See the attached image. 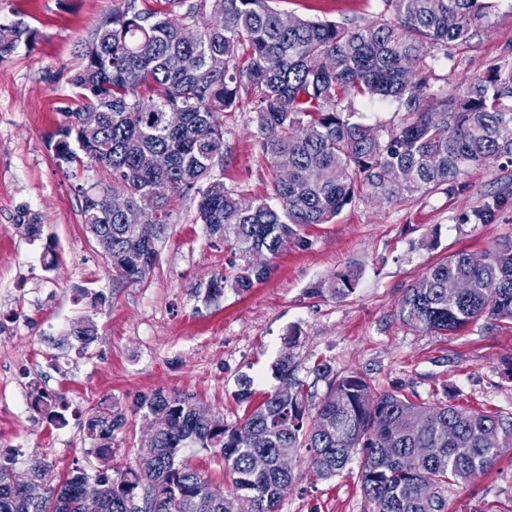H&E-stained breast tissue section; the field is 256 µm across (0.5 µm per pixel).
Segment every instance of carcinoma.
Instances as JSON below:
<instances>
[{"instance_id": "1", "label": "carcinoma", "mask_w": 512, "mask_h": 512, "mask_svg": "<svg viewBox=\"0 0 512 512\" xmlns=\"http://www.w3.org/2000/svg\"><path fill=\"white\" fill-rule=\"evenodd\" d=\"M184 11L161 15L119 0L88 32L79 69L70 79L75 106L67 108L51 139L59 166L79 161L77 151L112 173L113 188L140 207L147 223L165 228L172 198L196 196V220L213 243L228 246L233 274L212 277L210 301L231 286L238 292L267 278L268 259L290 245L304 246L312 224H328L367 192L393 203L457 184L468 169L506 158L512 161V66L468 77L455 93L434 89L429 60L470 39L487 18L490 0H382L384 21L336 24L292 17L270 0H179ZM214 15L209 26L205 17ZM27 33L20 24L0 26V62ZM391 98L405 112L403 123L381 136L358 119L356 99ZM251 104L255 143L273 168L270 192L245 198L213 176L224 158L221 114ZM99 112L93 133L81 114ZM183 113L177 128L164 114ZM165 153L169 166L155 170L145 157ZM292 160L288 173L277 167ZM88 232L112 240L106 256L123 281L142 280L153 268L156 244L138 239L117 211L82 191ZM358 273L349 270L326 289L351 292ZM465 285L448 297V281ZM397 315L413 329L446 336L487 316L512 321V238L480 253L460 251L431 266L407 288ZM71 335L87 349L96 331L78 321ZM286 352L271 365L278 385L264 401L249 405L251 381L243 377L236 399L246 404L234 426L208 420L210 409L191 397L156 390L140 396L135 411L160 417L166 426L133 463L116 470L112 439L126 416L110 407L93 410L81 423L88 453L99 462L89 471L76 465L58 484L52 465L39 462L32 477L46 483L33 502L12 484L13 455L0 458V512H83L81 486L104 488L101 512H278L285 487L300 478L284 472L278 458L306 454L308 473L328 479L360 455L361 491L370 512H448V491L492 468L512 448V428L498 417L453 404L433 406L396 394L376 395L359 375L336 378L328 369L327 392L315 408L307 404ZM49 421L68 424L60 395L46 399ZM330 416L338 430L324 434L316 421ZM182 448L214 454L231 484H212L180 457ZM267 466L258 471L252 459Z\"/></svg>"}]
</instances>
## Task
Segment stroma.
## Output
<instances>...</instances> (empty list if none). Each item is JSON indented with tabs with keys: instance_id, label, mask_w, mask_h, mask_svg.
Segmentation results:
<instances>
[{
	"instance_id": "stroma-1",
	"label": "stroma",
	"mask_w": 512,
	"mask_h": 512,
	"mask_svg": "<svg viewBox=\"0 0 512 512\" xmlns=\"http://www.w3.org/2000/svg\"><path fill=\"white\" fill-rule=\"evenodd\" d=\"M478 34L458 43L432 67L434 85L454 90L466 76L512 65V0H492ZM282 12L309 20H380V0H274ZM114 0H0V25L29 30L0 62V453L16 454L13 468L38 460L55 475L71 464L91 468L80 424L98 405L126 414L112 444L115 464L132 462L145 428L132 403L163 389L189 394L225 424L244 406L237 378L252 377L253 402L275 387L272 363L291 351L307 401L327 391L320 367L336 377L359 374L375 393L418 403L449 401L512 420V323L480 318L448 336L411 329L397 317L407 288L426 270L459 252L479 253L512 237V164L472 168L459 187L386 204L358 195L330 223L308 226L306 247L288 246L268 277L249 291L225 288L206 301L201 291L228 272L230 253L210 244L194 221L196 203L175 202L157 243L153 269L137 283L113 280L112 270L82 222L79 187L110 183L90 161L57 166L50 147L74 94L68 80L79 68L91 27ZM252 114L224 115L226 155L213 169L225 186L248 198L269 193L271 167L258 153ZM36 217L30 237L18 217ZM349 269L352 292L319 291ZM91 320L98 335L86 352L70 336L74 322ZM298 332L286 348L289 332ZM63 394L65 427L48 424L36 391ZM358 461L327 480L304 478L282 497L279 512H368ZM451 512H512V451L448 495Z\"/></svg>"
}]
</instances>
